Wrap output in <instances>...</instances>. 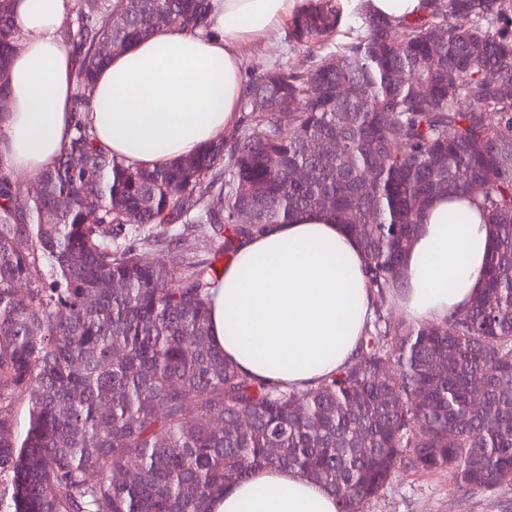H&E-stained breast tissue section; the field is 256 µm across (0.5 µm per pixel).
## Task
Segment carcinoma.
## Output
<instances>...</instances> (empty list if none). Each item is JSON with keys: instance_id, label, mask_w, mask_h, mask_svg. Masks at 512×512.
Returning <instances> with one entry per match:
<instances>
[{"instance_id": "1", "label": "carcinoma", "mask_w": 512, "mask_h": 512, "mask_svg": "<svg viewBox=\"0 0 512 512\" xmlns=\"http://www.w3.org/2000/svg\"><path fill=\"white\" fill-rule=\"evenodd\" d=\"M353 1L363 33L243 85L246 125L231 144L143 169L78 118L25 190L0 168V512H209L272 467L330 489L338 512H362L402 464L447 468L466 488L512 487V0H424L421 17L397 21L370 0H306L289 42L309 52L339 34ZM12 2L0 0L7 100L21 40ZM75 2L65 42L77 116L111 59L103 40L124 49L160 31L206 32L214 8ZM289 99L295 110H276ZM329 139L342 153L316 149ZM298 168L307 178L295 182ZM457 194L493 231L471 304L442 324L394 323L376 308L356 357L306 389L258 382L213 345L214 261L142 257L176 225L204 250L224 236L232 258L241 240L321 213L359 242L384 298L430 201ZM62 195L71 205L57 212ZM244 208L253 223H238Z\"/></svg>"}]
</instances>
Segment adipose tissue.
Instances as JSON below:
<instances>
[{
	"mask_svg": "<svg viewBox=\"0 0 512 512\" xmlns=\"http://www.w3.org/2000/svg\"><path fill=\"white\" fill-rule=\"evenodd\" d=\"M301 0H216L210 35L160 32L113 55L83 120L115 157L156 168L223 137L238 116L240 48L282 28ZM73 0H15L23 47L10 64L0 167L51 168L73 133V61L60 28ZM492 248L470 199H434L403 257L397 301L414 321L468 307ZM358 243L330 217L275 224L239 244L211 291V338L250 377L304 389L355 357L374 293ZM210 512H338L335 495L301 473L272 468L211 501Z\"/></svg>",
	"mask_w": 512,
	"mask_h": 512,
	"instance_id": "adipose-tissue-1",
	"label": "adipose tissue"
}]
</instances>
